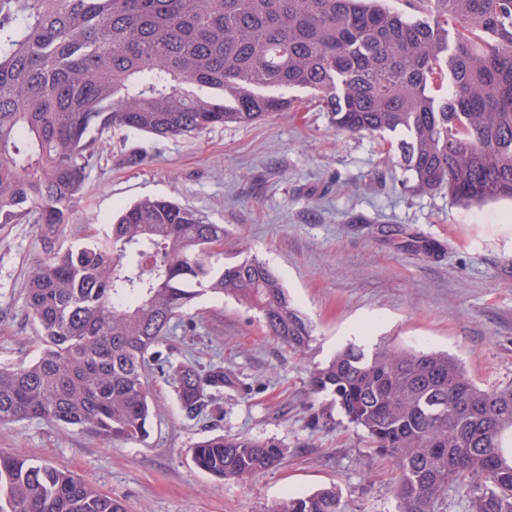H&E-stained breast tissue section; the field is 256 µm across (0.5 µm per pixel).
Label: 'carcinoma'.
<instances>
[{
    "label": "carcinoma",
    "instance_id": "1",
    "mask_svg": "<svg viewBox=\"0 0 512 512\" xmlns=\"http://www.w3.org/2000/svg\"><path fill=\"white\" fill-rule=\"evenodd\" d=\"M0 0V224H34L49 250L28 280L34 362L0 367V424L31 417L137 441L152 413L143 371L173 380L190 419L236 384L222 366L162 351L207 294L257 309L301 352L312 327L260 261L221 263L224 225L145 198L101 237L55 247L109 132L194 137L287 112L308 89L340 132L384 141L417 195L461 207L512 200V0ZM448 90H443V85ZM390 459L396 512H512V387L482 388L446 352L349 345L310 373ZM275 440L216 435L200 470L253 479ZM0 512H127L88 480L0 455ZM271 512H342L336 488Z\"/></svg>",
    "mask_w": 512,
    "mask_h": 512
}]
</instances>
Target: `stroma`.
I'll return each mask as SVG.
<instances>
[{
  "instance_id": "1",
  "label": "stroma",
  "mask_w": 512,
  "mask_h": 512,
  "mask_svg": "<svg viewBox=\"0 0 512 512\" xmlns=\"http://www.w3.org/2000/svg\"><path fill=\"white\" fill-rule=\"evenodd\" d=\"M402 180L383 164L379 138L337 133L306 104L192 139L106 136L63 244L105 230L125 205L173 200L223 225L225 261L264 262L313 335L292 352L256 309L203 296L168 356L232 371L238 383L217 394L215 410L186 418L152 372L144 440L107 442L29 418L0 426V454L70 471L127 512H270L284 494L331 486L344 512H395L390 465L330 395L311 392V369L346 345L384 341L448 352L480 387L512 384V202L465 209ZM418 242L433 254L416 252ZM45 253L34 225L0 224V366L39 353L26 286ZM216 434L272 439L288 456L253 480H221L191 460Z\"/></svg>"
}]
</instances>
